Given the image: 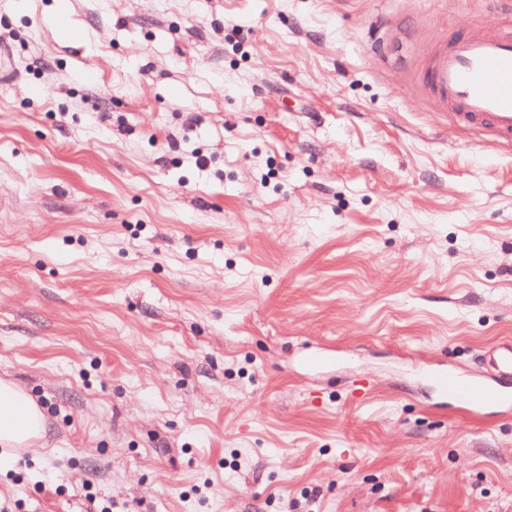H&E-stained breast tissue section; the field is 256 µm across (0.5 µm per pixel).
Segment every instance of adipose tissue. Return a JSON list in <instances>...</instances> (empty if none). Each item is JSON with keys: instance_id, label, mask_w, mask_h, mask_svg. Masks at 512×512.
<instances>
[{"instance_id": "ef3b65f1", "label": "adipose tissue", "mask_w": 512, "mask_h": 512, "mask_svg": "<svg viewBox=\"0 0 512 512\" xmlns=\"http://www.w3.org/2000/svg\"><path fill=\"white\" fill-rule=\"evenodd\" d=\"M45 417L32 398L14 384L0 381V466L9 465L10 449L26 448L42 438Z\"/></svg>"}]
</instances>
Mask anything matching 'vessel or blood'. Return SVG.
I'll return each mask as SVG.
<instances>
[{
    "instance_id": "b4317fda",
    "label": "vessel or blood",
    "mask_w": 512,
    "mask_h": 512,
    "mask_svg": "<svg viewBox=\"0 0 512 512\" xmlns=\"http://www.w3.org/2000/svg\"><path fill=\"white\" fill-rule=\"evenodd\" d=\"M422 83L449 124L512 140V35L476 30L439 42L423 65ZM487 371L430 372L441 396L479 414L512 412V340L487 348Z\"/></svg>"
}]
</instances>
